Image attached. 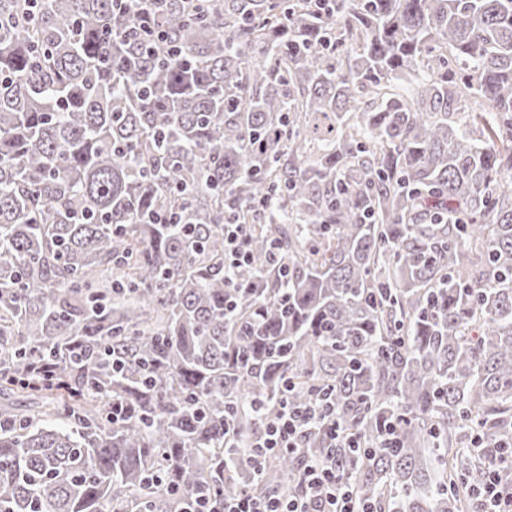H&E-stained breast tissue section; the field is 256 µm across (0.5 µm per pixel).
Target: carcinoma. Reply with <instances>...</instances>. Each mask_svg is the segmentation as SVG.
I'll return each instance as SVG.
<instances>
[{
  "label": "carcinoma",
  "mask_w": 512,
  "mask_h": 512,
  "mask_svg": "<svg viewBox=\"0 0 512 512\" xmlns=\"http://www.w3.org/2000/svg\"><path fill=\"white\" fill-rule=\"evenodd\" d=\"M116 2L0 0V512L220 509L329 454L372 512H486L512 0H167L148 53ZM286 404L320 419L258 475ZM251 252L240 224L224 225V267L232 269L248 264Z\"/></svg>",
  "instance_id": "obj_1"
}]
</instances>
